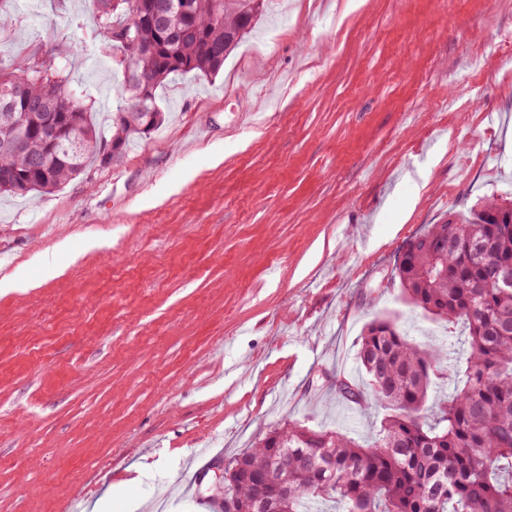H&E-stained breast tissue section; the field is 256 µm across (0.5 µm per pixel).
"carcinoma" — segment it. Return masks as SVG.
Returning a JSON list of instances; mask_svg holds the SVG:
<instances>
[{
  "label": "carcinoma",
  "mask_w": 512,
  "mask_h": 512,
  "mask_svg": "<svg viewBox=\"0 0 512 512\" xmlns=\"http://www.w3.org/2000/svg\"><path fill=\"white\" fill-rule=\"evenodd\" d=\"M176 0H96L104 48L121 53L127 97L103 138L80 96L65 85L64 47L49 40L0 59V107L20 124L0 129V193H51L90 163L120 161L131 143L151 134L164 115L156 91L170 76L216 74L249 34L266 0H193L185 15ZM158 17L136 28L137 13ZM127 30L147 46L128 54ZM20 140L19 152L11 142ZM512 204L488 198L469 215L451 214L412 238L393 279L407 303L435 320L465 324L449 397L429 402L433 379L448 378V351L420 346L395 319L376 317L358 340L366 387L336 376V397L386 411L365 444L339 431L290 422L227 460L224 512H512Z\"/></svg>",
  "instance_id": "obj_1"
}]
</instances>
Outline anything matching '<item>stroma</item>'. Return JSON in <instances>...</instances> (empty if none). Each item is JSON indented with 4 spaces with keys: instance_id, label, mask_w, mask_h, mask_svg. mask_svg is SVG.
<instances>
[{
    "instance_id": "1",
    "label": "stroma",
    "mask_w": 512,
    "mask_h": 512,
    "mask_svg": "<svg viewBox=\"0 0 512 512\" xmlns=\"http://www.w3.org/2000/svg\"><path fill=\"white\" fill-rule=\"evenodd\" d=\"M14 17L0 53L70 45L109 133L94 0ZM506 33L512 0H267L218 74L159 89L163 125L120 162L1 196L0 512H206L217 465L274 427L375 433L320 376L358 377L378 315L462 350L391 274L449 213L512 202Z\"/></svg>"
}]
</instances>
